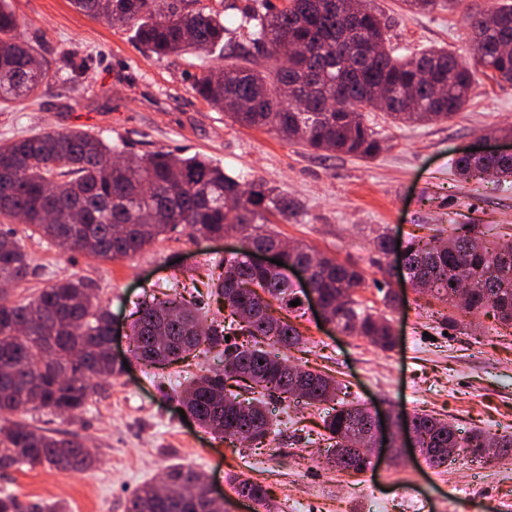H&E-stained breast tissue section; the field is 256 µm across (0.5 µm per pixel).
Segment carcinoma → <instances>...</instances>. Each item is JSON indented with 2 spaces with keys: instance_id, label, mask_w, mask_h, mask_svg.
<instances>
[{
  "instance_id": "cac0c4a2",
  "label": "carcinoma",
  "mask_w": 512,
  "mask_h": 512,
  "mask_svg": "<svg viewBox=\"0 0 512 512\" xmlns=\"http://www.w3.org/2000/svg\"><path fill=\"white\" fill-rule=\"evenodd\" d=\"M252 0L240 9L247 42L225 39L224 16L201 0H71L92 17L134 32L144 49L159 58L217 47L231 63L206 69L193 90L233 121L275 129L309 151L350 154L372 159L382 142L365 113H386L394 123L447 120L470 100L474 71L445 48L397 57L385 45L386 23L359 0ZM407 8L429 12L450 9L461 0H403ZM475 44V66L498 81L512 82V3L468 16ZM24 22L7 0H0V102L30 99L44 77L34 69L37 50L21 37ZM370 44L375 57L360 59L357 47ZM309 54L286 55L287 46ZM275 60L255 66L256 54ZM288 87L283 95L281 87ZM466 179L486 175L512 177V154L466 155L455 160ZM300 210L278 189L261 180L242 181L205 155L184 157L155 151L126 156L116 144L82 129L43 133L0 144V218L20 221L33 233L67 251L105 259L131 257L179 225L203 239L241 234L258 247L280 243L262 229L268 216L287 221ZM314 262L317 290L339 332L360 336L382 350L394 347L389 321L353 299L363 287L356 264L297 246L286 258ZM30 268L29 256L10 232L0 231V281L19 282ZM405 269L413 288L423 290L460 315L495 311L512 327V236L489 237L478 224H457L448 235L414 238L405 248ZM466 281L463 304L456 302ZM232 316L230 322L207 321L190 306L188 288L175 280L144 299L131 330V353L153 367L183 363L196 353L223 358L221 373L192 377L174 395L197 422L234 447H257L270 437L273 422L266 401H242L229 382L251 393L299 397L316 404L335 400L332 377L304 371L293 378L281 351L302 341L292 323L275 314L299 298L277 267L257 268L249 253L217 262L203 283ZM110 312L90 285L64 280L19 302L0 289V470L47 463L60 471H87L98 461L76 434L56 436L39 430L24 415L47 408L77 420L98 382L123 371L111 358ZM244 336L241 344L225 336ZM369 408L342 403L324 420L332 441L330 462L342 471L361 473L368 461L349 446L366 432ZM420 447L436 467L448 461L444 448H468L480 458L512 455V435L497 438L475 432L460 437L454 425L429 414L413 417ZM164 488L142 485L130 498L128 512H219L207 498L205 475L190 467H170ZM235 491L267 509L269 492L250 479H235Z\"/></svg>"
}]
</instances>
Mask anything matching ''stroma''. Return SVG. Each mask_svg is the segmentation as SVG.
<instances>
[{
	"mask_svg": "<svg viewBox=\"0 0 512 512\" xmlns=\"http://www.w3.org/2000/svg\"><path fill=\"white\" fill-rule=\"evenodd\" d=\"M367 2L388 18L396 55L436 46L469 63L474 51L466 16L500 0H462L454 10L430 13L409 12L399 0ZM11 6L25 19L23 37L38 49L47 78L37 100L0 104V143L85 129L133 154H204L231 175L266 180L301 206L275 231L364 269L357 299L396 331L393 349L383 351L319 327L308 308L296 321L305 342L288 350L289 361L335 377V402L431 414L465 436L512 434V328L489 309L465 325L448 323V306L409 286L395 307L385 306L391 261L373 247L381 228L403 243L441 224L512 230V179L467 180L452 165L460 152L512 134V83L476 72L469 105L447 120L396 125L384 113H367L385 144L375 159L314 153L274 130L235 123L196 95L195 76L202 65H224L219 55L203 61L153 56L130 31L83 15L70 0H11ZM9 229L31 258L29 275L11 289L13 299L32 298L66 278L83 280L111 313L112 348L128 364L90 396L78 423L47 409L28 411L25 419L36 428L83 437L99 462L85 472L47 465L0 470V493L21 505L126 512L138 487L182 465L206 475L224 512H255L253 503L239 499L234 475L265 486L273 512H512V456L477 460L463 453L455 467H434L407 448L402 461L383 459L362 473L332 467L322 424L334 402L314 407L268 399L275 433L260 448L230 447L182 419L169 397L172 387L222 364L204 354L188 367L147 368L131 357L133 313L174 274L206 279L212 263L233 255L235 239H197L180 227L132 257L105 260L55 248L19 222Z\"/></svg>",
	"mask_w": 512,
	"mask_h": 512,
	"instance_id": "35a3bbf8",
	"label": "stroma"
}]
</instances>
